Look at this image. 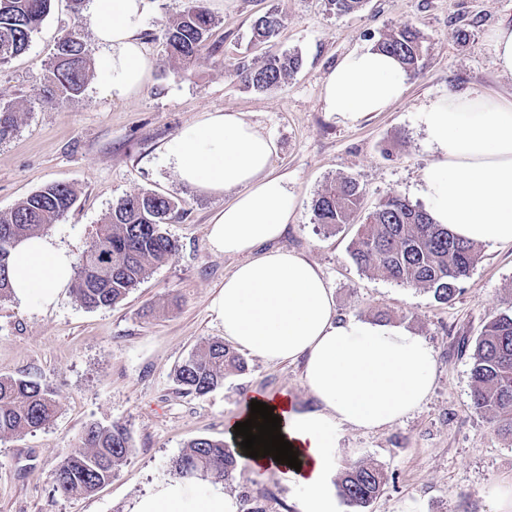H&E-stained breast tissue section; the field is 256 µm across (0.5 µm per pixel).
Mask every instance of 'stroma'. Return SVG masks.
Segmentation results:
<instances>
[{"label":"stroma","mask_w":512,"mask_h":512,"mask_svg":"<svg viewBox=\"0 0 512 512\" xmlns=\"http://www.w3.org/2000/svg\"><path fill=\"white\" fill-rule=\"evenodd\" d=\"M187 4L150 0L141 39L155 68L147 86L126 100H113L92 77L64 105L40 104L48 63L67 30L81 27L92 56L101 53L89 12L74 14L71 0H53L26 52L0 64V98L21 109L16 130L0 140V211L49 183L73 187L76 203L46 234L76 257L126 196L149 191L181 207L177 222L163 227L178 245L175 256L116 305L86 308L68 287L47 306L13 295L0 300V376L46 384L59 402L50 424L0 438V512H132L139 497L176 479L174 462L189 440H226V418L243 412L253 392L314 407L299 361L271 364L245 355V372L227 374L223 387L204 395L176 380L178 366L202 342L223 338L210 306L240 259L215 252L207 239L223 200L180 182L161 152L202 112L224 109L275 137L273 168L287 175L296 197L277 245L320 268L338 317L384 319L435 351L434 386L420 407L373 431H340L341 467L364 461L388 475L366 512H492L485 490L512 480V437L473 407L470 353L491 317L512 312V246L483 247L453 299L441 303L432 292L359 269L349 255L356 225L314 223L312 201L325 184L351 176L363 189L364 210L394 194L424 205L419 185L434 155L418 111L442 94H512V76L497 69L490 39L501 23L512 22V0H367L345 15L327 12L323 0H204L216 24L185 69L165 60L162 33ZM271 7L283 19L278 50L299 53L303 63L286 84L257 91L235 68L263 56L249 42L250 25ZM404 24L425 39L420 71L408 77L405 96L357 126L338 123L320 101L327 74L347 52L375 45ZM459 28L466 41L454 38ZM115 422L127 427L131 449L111 481L91 495L54 493L52 473L86 427ZM224 490L250 496L265 512H294L282 477L246 460Z\"/></svg>","instance_id":"35a3bbf8"}]
</instances>
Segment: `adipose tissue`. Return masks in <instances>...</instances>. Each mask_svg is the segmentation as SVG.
Segmentation results:
<instances>
[{"label":"adipose tissue","mask_w":512,"mask_h":512,"mask_svg":"<svg viewBox=\"0 0 512 512\" xmlns=\"http://www.w3.org/2000/svg\"><path fill=\"white\" fill-rule=\"evenodd\" d=\"M147 0H91L94 37L101 48L97 78L114 99L137 95L154 67L139 31ZM407 90V73L392 56L365 46L346 53L320 93L324 111L347 126L387 111ZM435 159L421 195L436 223L482 245H512V97L479 91L444 94L419 110ZM273 136L236 111H205L164 146L163 159L198 193L224 199L208 225L212 249L241 256L212 302L224 339L270 363L303 361V381L317 402L299 407L288 397L256 393L273 407L300 469L254 459L282 475L295 512H346L336 491L339 432L375 430L419 407L435 381L431 345L404 328L355 316L340 320L319 267L276 245L286 232L295 197L275 173ZM68 251L51 238L19 242L10 256L17 298L51 304L69 284ZM132 512H239L223 484L172 480L136 500Z\"/></svg>","instance_id":"adipose-tissue-1"}]
</instances>
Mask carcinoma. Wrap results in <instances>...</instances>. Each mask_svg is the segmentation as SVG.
Instances as JSON below:
<instances>
[{
    "label": "carcinoma",
    "mask_w": 512,
    "mask_h": 512,
    "mask_svg": "<svg viewBox=\"0 0 512 512\" xmlns=\"http://www.w3.org/2000/svg\"><path fill=\"white\" fill-rule=\"evenodd\" d=\"M328 10L348 14L363 8L366 0H324ZM52 0H0V64L24 53L51 9ZM215 25L214 17L198 0H190L180 18L163 34L169 61L190 66L205 47ZM283 26L270 10L251 25L250 42L264 47L273 43ZM377 48L395 57L409 74L417 73L424 54L421 33L402 25L377 42ZM91 52L80 30L60 38L50 61L43 101L60 104L78 97L93 70ZM302 65L295 52L264 53L258 65H237L244 84L258 91L279 87ZM20 108L0 101V140L18 124ZM77 200L66 184L53 183L29 195L9 211L0 212V299L12 293L9 258L23 239L41 234L56 223ZM362 188L353 177L334 180L313 201V220L327 228L349 224L360 210ZM177 202L151 192L121 199L78 260L73 292L89 309L107 308L122 301L151 271L176 253V243L162 225L176 221ZM482 247L461 241L448 228L433 222L426 209L400 195L379 202L360 225L351 242L355 264L374 276L402 285L423 288L445 303L456 293L479 260ZM244 359L222 340L196 349L179 366L176 380L189 393L204 395L224 385V374L242 372ZM472 401L488 413L498 429L512 435V313H501L484 325L475 341L471 366ZM59 403L53 392L35 380L0 376V437L35 431L56 416ZM126 426L91 425L78 446L64 454L53 472V489L63 495H90L112 478L130 452ZM241 454L208 438L190 440L175 461L184 478L222 481L233 478ZM387 483L382 467L356 463L338 480L339 495L351 512H365Z\"/></svg>",
    "instance_id": "cac0c4a2"
}]
</instances>
